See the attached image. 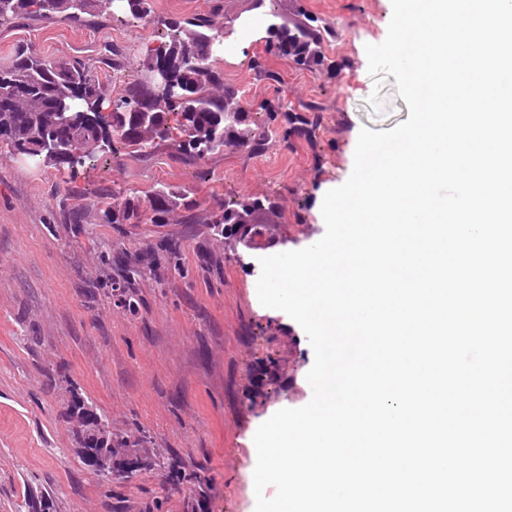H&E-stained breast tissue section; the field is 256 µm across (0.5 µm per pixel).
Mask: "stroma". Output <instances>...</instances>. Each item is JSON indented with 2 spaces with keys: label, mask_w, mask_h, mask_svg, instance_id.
Listing matches in <instances>:
<instances>
[{
  "label": "stroma",
  "mask_w": 512,
  "mask_h": 512,
  "mask_svg": "<svg viewBox=\"0 0 512 512\" xmlns=\"http://www.w3.org/2000/svg\"><path fill=\"white\" fill-rule=\"evenodd\" d=\"M330 27L325 63L305 68L266 54L263 31L244 41L229 28L266 17L253 0H152L154 15L212 19L224 30L215 63L242 101L314 107L309 136L270 141L257 154L224 150L196 164L173 147L126 152L70 178L65 165L36 168L0 142V512H21L32 490H48L54 512H255L254 434L283 408L304 406L312 347L300 325L257 297L260 258L308 247L325 233L320 206L350 176L361 128L389 130L409 117L394 77L375 87L366 45L385 40L391 0H281ZM150 23L109 14L74 22L16 19L0 24V68L20 51L88 66L112 94L147 75ZM264 69L256 71L251 59ZM379 105H371V94ZM192 192L206 216L230 197L278 200L284 221L260 248L231 244L184 210L163 224H107V196L147 197L160 185ZM178 243L187 271L169 269ZM138 259L129 294L117 304L101 245ZM131 440L124 467L99 476L77 454L64 416L69 387ZM203 471L197 486L185 474Z\"/></svg>",
  "instance_id": "obj_1"
}]
</instances>
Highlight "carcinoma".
I'll return each instance as SVG.
<instances>
[{
    "instance_id": "obj_1",
    "label": "carcinoma",
    "mask_w": 512,
    "mask_h": 512,
    "mask_svg": "<svg viewBox=\"0 0 512 512\" xmlns=\"http://www.w3.org/2000/svg\"><path fill=\"white\" fill-rule=\"evenodd\" d=\"M112 10V16L130 22H153L161 33L148 50V68L162 77L151 82L133 78L117 98H112L94 73L82 63L49 60L33 52H21L12 64L0 69V141L27 163H65L74 175L91 171L108 152L113 159L122 149L138 152L163 143L175 147L180 161L192 165L204 155L223 148L259 153L272 139L307 135L312 121L283 103L259 105L265 119H251L252 109L242 103L239 91L224 84L214 66L221 34L210 20L188 17L164 21L152 15L151 0H0V24L33 14L44 20L77 21L84 16ZM267 26L268 54L298 66H320L323 34L302 13L284 17L270 10ZM178 116L170 124V115ZM190 210L194 202L184 187L161 186L146 201L112 191V203L104 210L107 224L166 223L178 208ZM283 210L269 197L226 199L219 210L204 220L213 234L229 239L236 234L264 235L265 225L280 224ZM104 267L123 265L124 283L132 285L137 262L127 256L112 257V248L100 250ZM66 417L72 424L81 458L97 454L95 470L108 477L115 462L127 451L128 440L102 436L94 427L108 417L97 412L77 389L69 390Z\"/></svg>"
}]
</instances>
